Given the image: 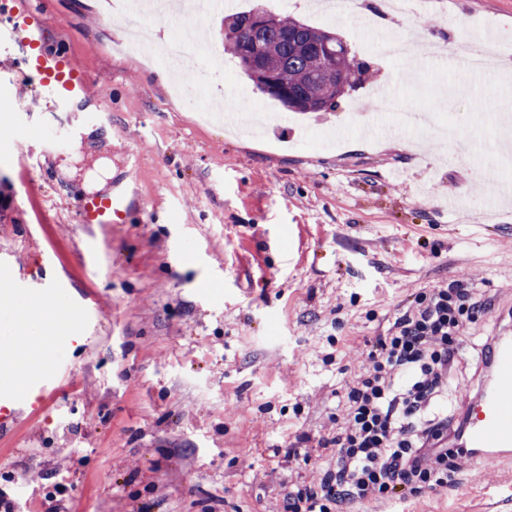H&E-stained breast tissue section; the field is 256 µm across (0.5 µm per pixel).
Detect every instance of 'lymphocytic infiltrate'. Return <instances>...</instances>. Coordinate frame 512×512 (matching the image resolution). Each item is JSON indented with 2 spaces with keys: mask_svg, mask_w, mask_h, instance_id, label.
I'll return each instance as SVG.
<instances>
[{
  "mask_svg": "<svg viewBox=\"0 0 512 512\" xmlns=\"http://www.w3.org/2000/svg\"><path fill=\"white\" fill-rule=\"evenodd\" d=\"M481 306L474 288L420 292L385 335L367 343L342 417L319 440L335 447L332 466L318 483L292 484L282 512H343L350 503L418 498L447 486L462 455L448 445L458 410L449 381L453 344Z\"/></svg>",
  "mask_w": 512,
  "mask_h": 512,
  "instance_id": "lymphocytic-infiltrate-1",
  "label": "lymphocytic infiltrate"
}]
</instances>
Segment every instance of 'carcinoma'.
Segmentation results:
<instances>
[{"label": "carcinoma", "mask_w": 512, "mask_h": 512, "mask_svg": "<svg viewBox=\"0 0 512 512\" xmlns=\"http://www.w3.org/2000/svg\"><path fill=\"white\" fill-rule=\"evenodd\" d=\"M251 11H239L224 17V28L233 34V42L224 45V51L238 57V42L250 18ZM323 38V29L301 20L279 16V23L265 29L259 36L260 55L274 63L286 76L294 97L299 99L306 112H325L336 107V91L318 85L321 69L320 56L313 50ZM338 52L336 74L339 80L350 85L368 73V68L351 56L344 42L332 45Z\"/></svg>", "instance_id": "1"}]
</instances>
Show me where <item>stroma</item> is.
<instances>
[{"label": "stroma", "instance_id": "1", "mask_svg": "<svg viewBox=\"0 0 512 512\" xmlns=\"http://www.w3.org/2000/svg\"><path fill=\"white\" fill-rule=\"evenodd\" d=\"M342 2L323 16L311 0L237 2L336 32L369 63L334 110L301 115L242 76L223 13L198 24L205 82L177 95L163 65L127 50L126 25L108 21L116 0H45L47 46H66L93 79L67 118L103 111L113 180L141 205L125 224L82 223L84 197L55 174L68 150L33 139L26 170L20 130L47 128L53 112L0 42V99L16 88L28 108L17 122L0 116V289L71 305L69 333L87 339L48 342L54 391L24 389L38 413L0 438V492L15 512H266L330 463L335 447L318 440L364 344L418 290L472 271L484 305L454 343L452 374L477 377L478 339L512 311V202L495 196L512 167L488 152L512 139L498 116L512 75L464 72L452 55L468 38L512 61V0H413L396 26L372 30L357 0ZM425 31L444 43L408 72L387 45ZM379 88L393 110L376 109ZM229 97L278 123L231 130L210 109ZM410 106L437 127L400 129ZM350 512H512V461L465 459L453 486Z\"/></svg>", "mask_w": 512, "mask_h": 512}]
</instances>
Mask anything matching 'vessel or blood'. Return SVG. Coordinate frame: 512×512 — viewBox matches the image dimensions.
Wrapping results in <instances>:
<instances>
[{"label": "vessel or blood", "instance_id": "vessel-or-blood-1", "mask_svg": "<svg viewBox=\"0 0 512 512\" xmlns=\"http://www.w3.org/2000/svg\"><path fill=\"white\" fill-rule=\"evenodd\" d=\"M0 1L7 6L0 17V39L11 46L15 68L36 73L55 112L65 114L74 99L87 95L90 76L75 64L66 48H47L43 13L34 0ZM132 208V200L116 190L111 197L88 200L81 221L121 224ZM488 344L490 354L481 365L479 384L459 387L463 426L454 442L482 462L512 458V322L497 327ZM14 392L11 386L0 388V433L13 431L18 421Z\"/></svg>", "mask_w": 512, "mask_h": 512}]
</instances>
